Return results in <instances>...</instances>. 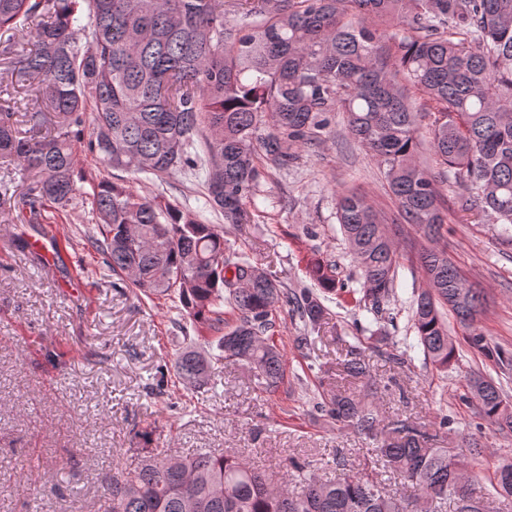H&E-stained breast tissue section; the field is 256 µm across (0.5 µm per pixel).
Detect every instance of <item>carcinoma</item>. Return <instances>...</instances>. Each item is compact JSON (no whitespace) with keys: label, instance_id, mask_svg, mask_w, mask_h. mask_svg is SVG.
I'll return each mask as SVG.
<instances>
[{"label":"carcinoma","instance_id":"obj_1","mask_svg":"<svg viewBox=\"0 0 512 512\" xmlns=\"http://www.w3.org/2000/svg\"><path fill=\"white\" fill-rule=\"evenodd\" d=\"M35 80L23 131L11 90ZM336 112L380 164L402 223L436 237L448 184L460 190L458 210L512 231V0H0V160L29 179L18 219L40 224L73 209L78 154L91 156V241L101 259L138 294L175 295L199 334L218 335L224 361L268 390L284 373L276 309L292 307L303 325L295 347L307 349L325 320L320 294L338 286L335 264L310 262L314 287L289 288L231 248L224 225L251 222L247 204L261 181L292 166L291 148L323 134ZM176 171L198 178L224 224L142 195L124 177ZM336 220L362 279L345 303L377 317L393 292L398 247L357 192L337 193ZM420 269L426 288L412 321L424 358L444 371L457 360L446 306L470 349L502 374L511 369L512 353L477 326L481 292L458 288L447 254L425 252ZM211 361L192 339L175 376L201 388ZM336 376L378 393L360 342L347 345ZM469 389L481 417L511 433L512 404L494 379L474 377ZM313 410L372 442L395 491L341 461L342 474L327 480L293 456L275 486L228 452L152 454L110 479L107 512H418L421 501L434 505L426 512H498L495 500L512 498V464L487 486L470 476L475 439H458L448 454L446 417L432 427L385 418L355 390L324 391Z\"/></svg>","mask_w":512,"mask_h":512}]
</instances>
